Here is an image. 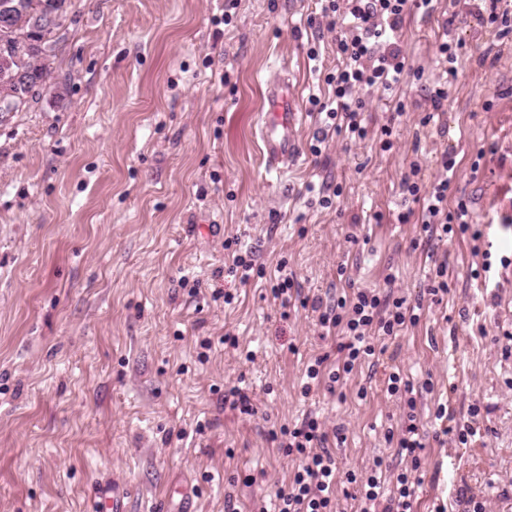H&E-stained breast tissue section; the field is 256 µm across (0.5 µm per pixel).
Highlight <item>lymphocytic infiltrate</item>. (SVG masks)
<instances>
[{
  "label": "lymphocytic infiltrate",
  "mask_w": 512,
  "mask_h": 512,
  "mask_svg": "<svg viewBox=\"0 0 512 512\" xmlns=\"http://www.w3.org/2000/svg\"><path fill=\"white\" fill-rule=\"evenodd\" d=\"M409 0H324L321 19L328 30L336 34V52L341 65L327 74L330 88L327 98H311L314 112L320 114V127L311 147L321 154V146L329 132L343 130L351 137L365 139L368 130L363 114L366 102L363 89L386 91L398 85L407 70L406 58L394 37L401 29ZM444 178L424 184L419 166H412L401 181V191L422 206V229L433 232L464 235L472 232L468 206L464 201L449 205L452 191L451 172L456 159L442 154ZM301 306L311 307L318 314V324L324 335L340 334L335 353H323L309 360L303 395L320 389L336 391L343 387L354 369L374 358V338L394 339L405 327L417 324L421 318L415 305L406 298L370 289H356L339 297L335 304L322 299H301ZM389 395L403 401L401 424L387 429L384 437L406 463L404 471L390 477L381 466H374L365 477L348 473L345 482L355 485L352 499L356 512H412L416 495L413 472L421 465L423 450L421 426L413 387L399 372H391L386 380ZM341 429L327 430L318 417L307 416L299 425L282 427L278 444L290 455L302 461L287 486L275 495L274 512H336L342 483L336 479V463L326 446L330 438H341Z\"/></svg>",
  "instance_id": "obj_1"
}]
</instances>
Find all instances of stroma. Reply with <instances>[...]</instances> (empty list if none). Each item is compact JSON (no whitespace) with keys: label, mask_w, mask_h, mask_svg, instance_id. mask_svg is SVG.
I'll use <instances>...</instances> for the list:
<instances>
[{"label":"stroma","mask_w":512,"mask_h":512,"mask_svg":"<svg viewBox=\"0 0 512 512\" xmlns=\"http://www.w3.org/2000/svg\"><path fill=\"white\" fill-rule=\"evenodd\" d=\"M318 12V0H74L47 89L0 114V512H94L109 485L126 512H178V488L197 512H257L298 465L272 432L311 413L343 429L328 443L340 472L379 459L398 473L384 439L401 415L385 390L394 365L425 434L413 512H467L469 496L512 512V48L464 0L410 6L398 39L412 76L364 95L393 148L341 131L316 156L308 98L338 63ZM449 17L464 45L451 76L437 56ZM489 51L494 65H480ZM281 68L303 121L298 159L271 172L257 122ZM442 82L440 120L421 126ZM444 152L480 240L396 220L418 208L404 173L415 163L438 179ZM324 182L343 186L325 210L306 193ZM230 237L267 270L287 258L301 295L390 286L423 317L389 341L396 360L363 364L341 394L303 396L308 359L334 341L311 309L281 319L266 280L227 276ZM441 264L451 288L437 303L426 289ZM237 385L254 415L225 404ZM443 404L481 438L437 441Z\"/></svg>","instance_id":"obj_1"}]
</instances>
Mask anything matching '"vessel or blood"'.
Here are the masks:
<instances>
[{"mask_svg":"<svg viewBox=\"0 0 512 512\" xmlns=\"http://www.w3.org/2000/svg\"><path fill=\"white\" fill-rule=\"evenodd\" d=\"M265 110L258 124L262 158L269 169L281 170L294 160L299 122L293 87L288 74L271 76L263 90Z\"/></svg>","mask_w":512,"mask_h":512,"instance_id":"b4317fda","label":"vessel or blood"}]
</instances>
